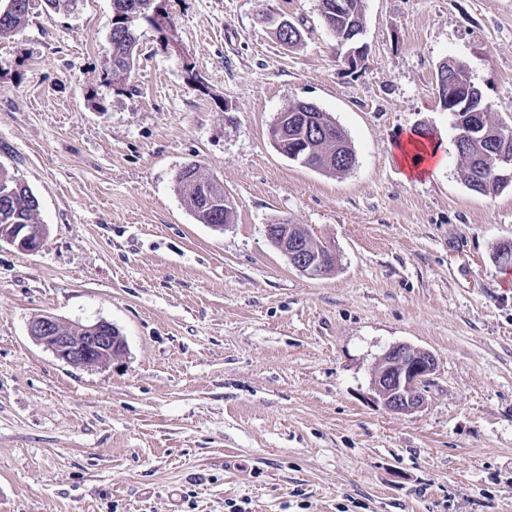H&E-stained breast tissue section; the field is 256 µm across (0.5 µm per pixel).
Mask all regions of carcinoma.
I'll list each match as a JSON object with an SVG mask.
<instances>
[{"label":"carcinoma","mask_w":512,"mask_h":512,"mask_svg":"<svg viewBox=\"0 0 512 512\" xmlns=\"http://www.w3.org/2000/svg\"><path fill=\"white\" fill-rule=\"evenodd\" d=\"M125 14L135 16L132 22L119 17L112 18L110 34V59L112 74L130 73L139 57L137 25L141 20L156 28H162L161 20L168 19V13L160 0H116ZM346 8L330 16V24L337 32L364 29L363 0H345ZM30 13V0H0V38L11 36L24 24ZM305 112L310 121L327 131L322 138L315 140L312 150L304 153L299 163L304 166L329 173H341L351 169L356 155L345 131L328 115L315 106L297 103L288 108V114ZM456 133L469 136L468 150L460 153L462 178L473 191L480 194L498 192L508 186V182L497 178L491 171L489 154L497 146L499 132L505 128L512 131V125H492L482 120V127H470L466 112H457L454 117ZM199 167L188 164L177 176V184L188 209L202 224H228L233 208L224 202V186L213 180L198 176ZM39 200L32 190L16 175L0 165V225L30 224L33 234L47 235V229L38 220Z\"/></svg>","instance_id":"cac0c4a2"}]
</instances>
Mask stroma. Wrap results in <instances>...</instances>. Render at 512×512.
<instances>
[{
	"mask_svg": "<svg viewBox=\"0 0 512 512\" xmlns=\"http://www.w3.org/2000/svg\"><path fill=\"white\" fill-rule=\"evenodd\" d=\"M111 74L112 0L46 8L0 39V165L48 238L0 244V512H512V186L470 190L435 74L453 58L487 119L512 124V0H364L368 54L345 65L320 0H166ZM301 31L280 43L267 15ZM308 102L356 153L330 175L269 130ZM445 162L420 178L397 139ZM224 186L199 223L176 176ZM336 254L312 280L266 227ZM50 314L126 341L73 367L29 335ZM431 351L427 404L374 399L393 344Z\"/></svg>",
	"mask_w": 512,
	"mask_h": 512,
	"instance_id": "stroma-1",
	"label": "stroma"
}]
</instances>
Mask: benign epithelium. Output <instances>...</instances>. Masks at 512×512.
<instances>
[{
	"mask_svg": "<svg viewBox=\"0 0 512 512\" xmlns=\"http://www.w3.org/2000/svg\"><path fill=\"white\" fill-rule=\"evenodd\" d=\"M337 38L347 47L344 59L349 65L353 66L363 58L366 48L359 44L354 33H339ZM472 89L471 84L459 85L453 93V98L463 101L464 112L482 111L471 97ZM270 137L276 146L288 138V113L279 114ZM501 138L504 146L494 152L495 166L499 170L512 169V155L507 153L506 146L512 140V133L506 131ZM267 236L300 273L311 279L324 276L320 258L301 240L289 239L288 233L280 231L276 224L267 225ZM2 242L24 251H37L45 244L44 239L32 237L24 224L0 228ZM29 335L58 360L74 367L103 366L123 355L126 350L124 337L106 321L84 326L64 324L54 316L42 315L30 323ZM435 367L436 359L431 352L404 343L392 345L381 357L372 376V389L377 401L385 410L397 414L423 409L427 404V383Z\"/></svg>",
	"mask_w": 512,
	"mask_h": 512,
	"instance_id": "benign-epithelium-1",
	"label": "benign epithelium"
}]
</instances>
